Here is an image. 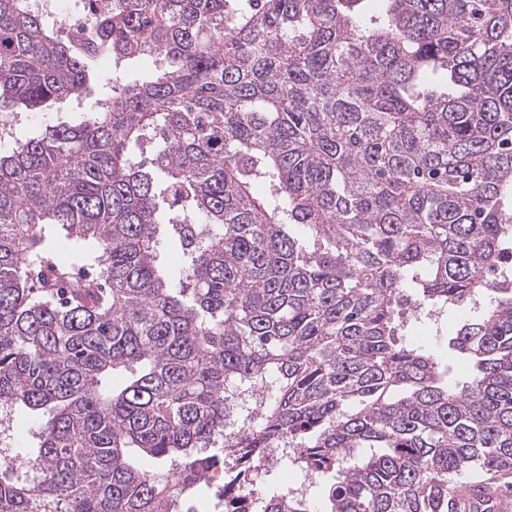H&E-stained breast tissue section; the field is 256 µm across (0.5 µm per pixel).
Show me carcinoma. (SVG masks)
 Segmentation results:
<instances>
[{
	"mask_svg": "<svg viewBox=\"0 0 512 512\" xmlns=\"http://www.w3.org/2000/svg\"><path fill=\"white\" fill-rule=\"evenodd\" d=\"M383 2L89 0L90 44L0 0V116L81 109L0 129V407L37 420L0 512H182L209 448L325 512L512 491V0ZM56 234L99 274L50 262ZM462 306L450 353L402 340Z\"/></svg>",
	"mask_w": 512,
	"mask_h": 512,
	"instance_id": "obj_1",
	"label": "carcinoma"
}]
</instances>
